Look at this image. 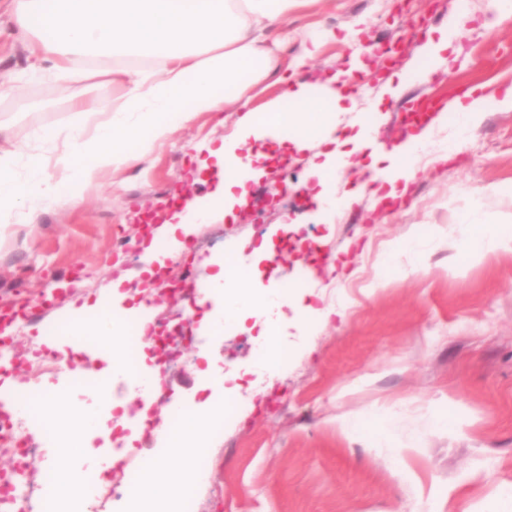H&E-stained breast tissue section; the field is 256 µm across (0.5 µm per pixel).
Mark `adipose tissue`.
Returning a JSON list of instances; mask_svg holds the SVG:
<instances>
[{"instance_id": "1", "label": "adipose tissue", "mask_w": 512, "mask_h": 512, "mask_svg": "<svg viewBox=\"0 0 512 512\" xmlns=\"http://www.w3.org/2000/svg\"><path fill=\"white\" fill-rule=\"evenodd\" d=\"M308 0H18L17 22L24 35L34 37V51L40 61L52 63L69 83L86 78L71 65L75 56L101 55L115 59L137 56L158 61L161 77L124 68L116 74L126 79L120 105H103L106 115L98 124L93 141H86L83 129L69 132L70 149L59 158L64 177L47 170L44 155L28 154L24 166L27 180H19L13 164L0 159V213L15 212L34 220L39 211L62 202H76L85 183L98 170L139 159L157 141L198 112L221 113L242 100L247 88L266 76L271 52L265 31L288 10ZM341 76L330 78L319 93L305 85L286 83L283 93L263 108L244 109L239 122L240 136L209 149L200 159L202 168L217 170L218 188L174 212L160 225L155 240L185 250L200 224L215 214L231 211L246 203L248 184L257 179L251 145L277 136L278 129L291 130L295 150L308 148L320 131L336 127V114L346 101ZM442 119L409 135L390 153V164L375 169L373 182H360L357 193L386 185L388 198L404 195L416 170L414 155L431 143ZM122 281H113L93 323L75 318L64 326L72 351H80L90 340L125 348V328L133 326L146 335L151 324L142 307H124L128 294ZM207 301L212 302L203 327L216 335L224 329V312L233 308L249 315L272 306L275 293L268 288H229L223 273L203 282ZM40 415L56 428L50 436L55 448H85L97 432L107 430L108 417L91 412L79 425L64 423L58 407L40 403ZM205 416H192L180 434H169L165 425L155 427L165 451L184 458V482L198 481L194 456L206 426Z\"/></svg>"}]
</instances>
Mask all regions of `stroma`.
Segmentation results:
<instances>
[{
    "label": "stroma",
    "instance_id": "obj_1",
    "mask_svg": "<svg viewBox=\"0 0 512 512\" xmlns=\"http://www.w3.org/2000/svg\"><path fill=\"white\" fill-rule=\"evenodd\" d=\"M452 11L466 22L447 64L391 95L388 80L420 65L424 31ZM14 12L15 0H0V156L18 163L46 150L57 158L67 151L64 131L78 123L91 131L98 122L75 112L74 97L117 105L125 89L97 75L75 87L56 79L38 63L32 39L19 35ZM489 16L488 0H314L271 27L275 70L246 93L249 107L281 95L279 75L315 89L351 59L363 66L348 87L352 111L336 117L348 165L334 196L357 186L378 146L407 138L421 97L445 104L474 88L486 111L450 158L419 166L403 198L382 205L363 196L331 224L317 214L313 150L256 144L270 168L252 181L247 205L201 225L190 254L165 259L146 308L171 336L152 410L161 421L176 400L212 410L201 437L204 478L190 489L196 512H512L499 495L512 486V243L477 257L466 251L472 209L512 221V110L499 105L512 88V17L490 26ZM351 28L357 41L345 39ZM320 29L334 30L335 40L296 67ZM368 116L369 142L348 151L344 135ZM238 118L232 107L197 113L138 162L94 173L78 202L41 211L31 223L0 216V311L26 297L51 303L25 311L9 344L11 372L36 398L76 414L93 403L83 381L63 391L58 371L40 374L29 364L36 326H60L71 304L94 305L118 275L127 277L125 290L139 286L140 243L150 236L144 216L165 221L213 191L214 175L197 160L236 136ZM44 128L61 138L44 145L37 136ZM119 240L128 244L121 254ZM266 241L271 258L255 262L254 249ZM227 251L237 270H257L263 285L294 291L271 314L288 347L278 369L255 355L251 326L230 324L205 338L203 310L182 319L170 303L173 266L190 268L194 287L214 273L211 258ZM345 289L352 297L342 314L312 333L300 330L302 307H328L330 292ZM226 374L235 379L230 414L212 406ZM448 415L456 426H436ZM345 419L362 421V429L345 431ZM131 453L159 464L156 496L182 472L181 457L162 453L151 433Z\"/></svg>",
    "mask_w": 512,
    "mask_h": 512
}]
</instances>
